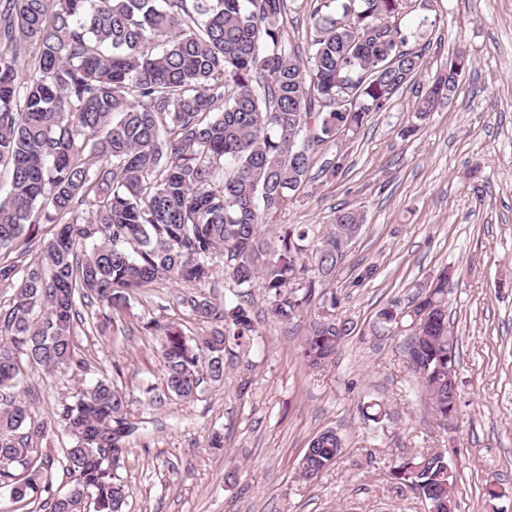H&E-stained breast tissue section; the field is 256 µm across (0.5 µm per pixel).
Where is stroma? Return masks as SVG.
<instances>
[{
  "label": "stroma",
  "mask_w": 512,
  "mask_h": 512,
  "mask_svg": "<svg viewBox=\"0 0 512 512\" xmlns=\"http://www.w3.org/2000/svg\"><path fill=\"white\" fill-rule=\"evenodd\" d=\"M283 41L309 57L316 0H286ZM425 65L386 108L366 117L346 147L336 179L301 191L268 236L306 225L309 277L314 249L337 208L360 210L365 226L330 281L338 317L352 332L323 367L309 368L301 345L320 312L275 319L262 289L248 298L255 333L224 356V381L184 403L169 396L154 324L187 335L210 329L180 305L186 286L156 281L106 311L81 306L94 330L75 329L83 369L46 374L25 363L22 388L35 389L38 419L102 377L130 396L135 429L120 475L126 512H429V505L390 471L400 458L444 448L453 472L455 512H512V0H405L396 17ZM469 66L451 101L418 133L416 93L455 54ZM450 329L458 340L460 394L451 431L439 429L402 354L406 332H373L379 310L407 305L419 284L443 268ZM388 417L365 419V403ZM336 430L343 448L316 480L297 464L310 441ZM224 448L207 446L211 431ZM497 485L499 499L485 497Z\"/></svg>",
  "instance_id": "1"
}]
</instances>
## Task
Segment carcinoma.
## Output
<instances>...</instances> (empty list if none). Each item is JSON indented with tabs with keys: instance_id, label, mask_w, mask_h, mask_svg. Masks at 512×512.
Listing matches in <instances>:
<instances>
[{
	"instance_id": "carcinoma-1",
	"label": "carcinoma",
	"mask_w": 512,
	"mask_h": 512,
	"mask_svg": "<svg viewBox=\"0 0 512 512\" xmlns=\"http://www.w3.org/2000/svg\"><path fill=\"white\" fill-rule=\"evenodd\" d=\"M319 0L311 14L309 73L282 42L286 0H0V253L27 240L36 224L57 226L39 246L35 266L16 288L0 336V487L13 503L44 500L47 512H125L128 486L118 475L133 430L126 393L100 379L62 401L56 421L71 439L61 449L71 483L53 490V460L42 441L52 423L32 414L33 395L18 389L23 361L47 374L82 368L74 344L77 301L110 308L158 279L190 285L180 303L213 323L187 336L160 327V356L171 396L192 401L205 383L224 381V354L254 331L250 309L226 306L202 291L224 257L235 287L265 293L274 317L290 322L313 299L335 309L323 286L362 230L357 209L334 211L316 250L321 277H308L290 224L275 241L260 227L293 204L316 177L346 166L339 151L312 174L314 149L352 138L371 112L413 80L423 55L393 24L403 0ZM30 67H25V64ZM467 60L446 64L414 103L413 135L455 93ZM355 99L349 107L327 106ZM91 242L78 255L76 244ZM448 270L411 301L430 310L412 331L404 356L438 424L449 430L458 395L448 392L457 340L448 326ZM410 312L393 305L374 329ZM351 326L329 314L313 323L302 346L313 367L326 362ZM342 439L317 434L299 475L317 478L333 464ZM392 476L430 508L453 503L448 452L402 459Z\"/></svg>"
}]
</instances>
